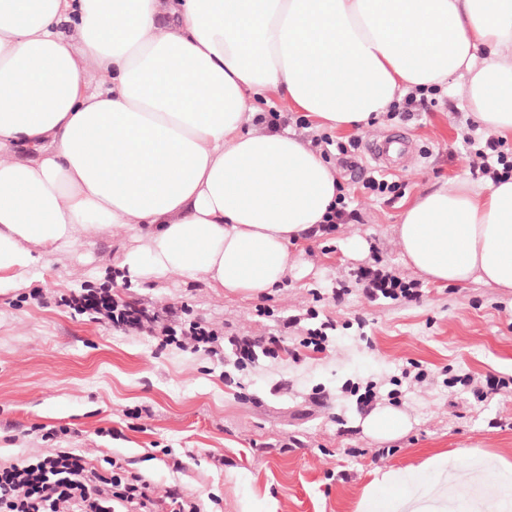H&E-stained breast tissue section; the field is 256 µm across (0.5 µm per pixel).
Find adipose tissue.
Listing matches in <instances>:
<instances>
[{
  "label": "adipose tissue",
  "instance_id": "1",
  "mask_svg": "<svg viewBox=\"0 0 512 512\" xmlns=\"http://www.w3.org/2000/svg\"><path fill=\"white\" fill-rule=\"evenodd\" d=\"M451 80L512 141V0H0V284L120 227L130 279L272 293L341 179L266 91L360 132ZM394 233L429 282L512 289V179L425 189ZM453 480L444 452L376 474L358 512H480Z\"/></svg>",
  "mask_w": 512,
  "mask_h": 512
}]
</instances>
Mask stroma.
<instances>
[{"label": "stroma", "instance_id": "obj_1", "mask_svg": "<svg viewBox=\"0 0 512 512\" xmlns=\"http://www.w3.org/2000/svg\"><path fill=\"white\" fill-rule=\"evenodd\" d=\"M472 121L451 83L429 111L359 133L360 148L335 164L354 196L346 217L303 245L311 270L289 274L272 294L223 296L175 275L130 281L116 266L131 246L120 228L40 261L28 287L1 285L0 462L73 448L103 476L146 480L156 512H166L171 491L201 498L206 512H357L375 472L448 451L452 496L511 497L512 479L475 481L471 463L493 453L512 465V292L420 279L402 263L393 230L420 191L482 178L462 141ZM395 131L419 155L393 175L400 195L367 197L359 190L371 172L364 144ZM355 236L368 245L364 256L348 251ZM373 265L416 284L420 297H369L356 274ZM104 285L161 322L215 329L219 354L163 347L147 332L56 303ZM311 309L317 318H307ZM325 321V349L301 346L307 329ZM238 336L279 337L277 357L258 351L235 366L230 341ZM413 364L425 370L422 382L403 378ZM456 376L506 386L481 403L448 386ZM370 382L379 396L359 404L350 387ZM383 407L406 414L409 429L387 439L365 434L362 420Z\"/></svg>", "mask_w": 512, "mask_h": 512}]
</instances>
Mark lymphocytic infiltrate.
Instances as JSON below:
<instances>
[{
	"instance_id": "obj_1",
	"label": "lymphocytic infiltrate",
	"mask_w": 512,
	"mask_h": 512,
	"mask_svg": "<svg viewBox=\"0 0 512 512\" xmlns=\"http://www.w3.org/2000/svg\"><path fill=\"white\" fill-rule=\"evenodd\" d=\"M464 142L482 161L493 180L512 177V152L494 137L466 135ZM68 307L94 310L99 321L130 328L144 325V312L112 299L109 293L68 299ZM161 346L174 345L193 350L213 351L218 341L215 330L196 323L183 329L161 324L153 331ZM151 502L150 486L143 481L123 482L113 476L110 489L96 483V474L87 468L75 451H58L26 466L0 467V512H146Z\"/></svg>"
}]
</instances>
